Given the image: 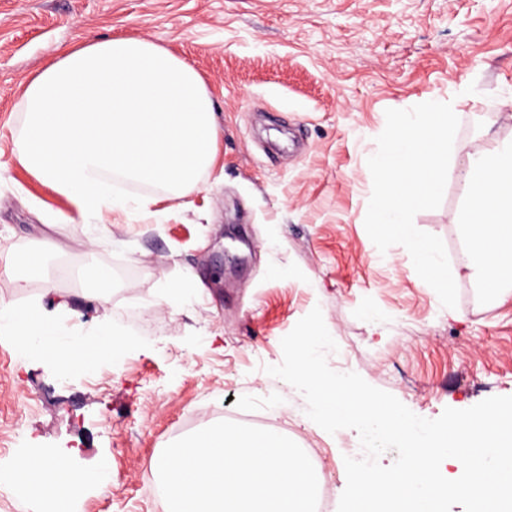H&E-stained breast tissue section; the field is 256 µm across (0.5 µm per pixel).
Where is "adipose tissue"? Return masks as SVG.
Returning <instances> with one entry per match:
<instances>
[{"mask_svg": "<svg viewBox=\"0 0 512 512\" xmlns=\"http://www.w3.org/2000/svg\"><path fill=\"white\" fill-rule=\"evenodd\" d=\"M22 110L20 165L99 219L124 204L107 191L112 175L162 185L176 197L197 190L223 135L194 67L143 36L63 52L26 85ZM462 179L469 221L459 266L492 295H512V140L470 154ZM68 309L64 300L52 313L0 304V334L14 337L20 350L69 365L128 347L108 328L59 338L57 316ZM13 476L27 494L51 502L53 512H71L88 483L108 482L109 470L76 472L34 450L17 458Z\"/></svg>", "mask_w": 512, "mask_h": 512, "instance_id": "ef3b65f1", "label": "adipose tissue"}]
</instances>
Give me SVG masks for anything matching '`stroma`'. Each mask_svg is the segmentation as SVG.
<instances>
[{
    "instance_id": "stroma-1",
    "label": "stroma",
    "mask_w": 512,
    "mask_h": 512,
    "mask_svg": "<svg viewBox=\"0 0 512 512\" xmlns=\"http://www.w3.org/2000/svg\"><path fill=\"white\" fill-rule=\"evenodd\" d=\"M132 34L193 65L224 136L186 197L113 181V195L155 203L105 213L112 235L92 247L86 217L17 161L21 95L60 50ZM428 101L451 103L459 127L443 201L414 224L455 264L467 155L512 140V0H0V302L50 311L65 294L61 334L104 321L131 342L66 368L0 335V512H49L13 479L33 448L80 471L110 463L111 482L88 485L73 512H162L164 445L241 422L246 406L262 413L255 427L322 448L317 479L342 494L357 432L327 433L266 372L316 307L338 346L328 364L346 355L420 417L512 395V296L456 270L457 306L443 307L408 251L379 252L364 226L386 110ZM47 241L59 252L18 290L9 252ZM89 264L114 277L105 304L83 295ZM189 274L194 287L170 295Z\"/></svg>"
}]
</instances>
